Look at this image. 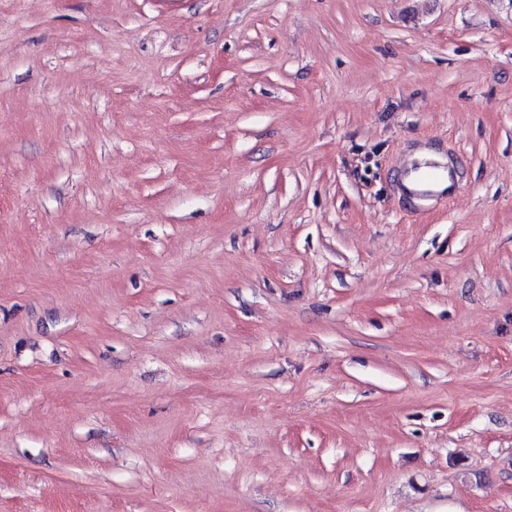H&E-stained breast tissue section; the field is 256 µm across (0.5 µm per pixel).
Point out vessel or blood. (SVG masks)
<instances>
[{
  "instance_id": "obj_1",
  "label": "vessel or blood",
  "mask_w": 512,
  "mask_h": 512,
  "mask_svg": "<svg viewBox=\"0 0 512 512\" xmlns=\"http://www.w3.org/2000/svg\"><path fill=\"white\" fill-rule=\"evenodd\" d=\"M461 191L458 169L445 160L430 156L426 147L418 146L402 152L397 174V193L412 203L456 200Z\"/></svg>"
}]
</instances>
